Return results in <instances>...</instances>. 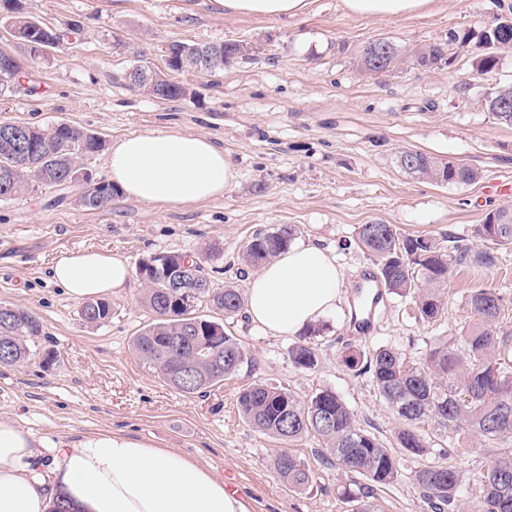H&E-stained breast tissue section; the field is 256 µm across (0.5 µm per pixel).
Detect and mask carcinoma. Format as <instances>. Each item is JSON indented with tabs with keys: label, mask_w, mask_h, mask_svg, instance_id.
I'll list each match as a JSON object with an SVG mask.
<instances>
[{
	"label": "carcinoma",
	"mask_w": 512,
	"mask_h": 512,
	"mask_svg": "<svg viewBox=\"0 0 512 512\" xmlns=\"http://www.w3.org/2000/svg\"><path fill=\"white\" fill-rule=\"evenodd\" d=\"M8 12L3 28L16 44V53L0 51V93L10 90L26 73L24 62L45 59L46 53L77 40L83 33L80 21L63 28L50 27L22 14L17 0H0ZM476 43L483 52L472 60L480 76L492 72L500 54L512 45V32L504 34L486 28L448 32V39L428 44L414 54L418 66L438 68L450 65L448 45L460 48ZM372 42L357 54L358 65L366 72L386 73L403 61L399 45L373 61ZM213 44L173 42L166 51L165 67L174 72L203 54ZM222 60L214 68L200 66L202 74H212L227 65L247 60L251 50L239 41L223 42ZM165 89L162 100H178L186 88L167 77L158 82ZM23 129L21 146L5 137L4 131ZM105 141L95 133L65 122L40 127L23 122L0 121V200L15 197L35 186L55 187L69 180L78 182L80 172L91 170L86 161L103 151ZM408 175L441 185L473 184L480 174L461 165L443 162L426 153L406 151ZM115 187L88 178L78 204L99 210L112 202ZM500 224H481L476 235L481 243L448 235L438 240L426 235H403L391 224H362L357 244L378 266L380 283L399 297L412 299L417 316L433 322L445 313L443 286L458 266L491 268L498 250L512 249V209L489 211ZM294 230L282 227L255 232L241 254L244 264L259 267L288 249ZM145 287L146 304L154 319L132 339L133 351L180 394H203L237 376L255 362L240 339L224 330V322L197 314L206 305L226 318L242 314L245 299L232 285L213 286L202 262L193 256L162 254L138 267ZM472 323L461 336H450L431 347L423 361L411 363L387 346L368 352L351 350L344 355L346 366L358 374L368 373L380 396L391 409L403 401L412 407L397 413L400 427L395 439L404 453L425 457L430 454L419 425L434 422L447 430H464L481 441L512 440V331L498 327L504 298L491 288H476L467 299ZM88 324H100L112 314L104 299L86 300L80 308ZM42 333V323L31 311L15 305H0V367L17 366L35 356L31 342ZM293 363L306 370L320 359L318 345L300 342L290 349ZM238 403L243 418L256 430L284 443L313 435L322 442L317 456L367 483L358 490L343 487V495L357 503L355 512H377L376 490L398 479L392 450L358 426L353 412L336 393L325 389L302 399L290 390L256 381L240 390ZM281 483L294 491L307 489L313 481L311 467L293 452L284 449L272 460ZM422 498L431 512H457L463 491L461 471L446 462H430L413 474ZM482 494L473 512H512V450L494 455L479 477Z\"/></svg>",
	"instance_id": "obj_1"
}]
</instances>
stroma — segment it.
<instances>
[{
    "label": "stroma",
    "mask_w": 512,
    "mask_h": 512,
    "mask_svg": "<svg viewBox=\"0 0 512 512\" xmlns=\"http://www.w3.org/2000/svg\"><path fill=\"white\" fill-rule=\"evenodd\" d=\"M21 2L26 13L57 27L81 20L83 37L33 65L31 79L0 96L1 121L67 122L109 144L158 130L198 134L231 157L238 178L223 198L185 205L120 194L110 207L92 211L77 205L76 186L39 187L0 201V304L28 308L43 324L39 357L0 369V418L52 440L110 430L151 441L209 465L247 499L250 512H350L340 496L349 478L317 458L313 436L289 445L311 464V486L293 491L276 478L271 461L280 443L244 420L238 393L256 380L302 398L331 390L360 427L392 448L399 421L369 377L345 366L344 351L388 346L419 361L437 337L460 335L475 288L504 298L501 324L512 330L510 249L499 252L492 268L454 270L439 321H419L411 299L388 293L369 335L350 329L358 285L376 268L356 244L360 225L378 221L404 235L472 240L486 213L512 207L511 195L486 191L492 181L512 179V126L484 107L492 88L512 83V51L484 76L471 69L473 47L449 45L455 58L449 68L401 65L384 74L359 70L356 55L377 38L413 52L453 30L481 31L512 0H435L429 11L397 18L354 16L341 0H312L305 16L288 20L227 16L213 0ZM227 40L248 42L256 52L212 76L177 74L185 98L158 100L127 83L135 59L162 65L172 42ZM405 149L469 166L481 178L442 186L410 177L396 164ZM284 225L294 229L295 241L327 249L344 274L335 314L316 324L320 362L298 368L289 355L294 338L268 335L244 317L228 319L226 331L242 341L255 366L203 396L175 392L135 356L132 338L152 320L138 277L109 295L112 316L94 327L49 278L65 251H112L133 268L154 255L188 252L203 257L214 286L244 291L256 273L241 260L245 245L255 231ZM47 356L52 364H44ZM421 432L433 460L462 470V501L472 507L492 449L431 422ZM397 460L398 480L377 494L381 512H429L412 479L419 459L401 452Z\"/></svg>",
    "instance_id": "stroma-1"
}]
</instances>
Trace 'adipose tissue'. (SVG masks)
I'll list each match as a JSON object with an SVG mask.
<instances>
[{"label": "adipose tissue", "mask_w": 512, "mask_h": 512, "mask_svg": "<svg viewBox=\"0 0 512 512\" xmlns=\"http://www.w3.org/2000/svg\"><path fill=\"white\" fill-rule=\"evenodd\" d=\"M433 0H342L357 16L399 17ZM225 15L288 18L310 0H215ZM112 184L141 202L183 205L223 197L237 178L233 163L207 137L154 131L115 142L107 156ZM130 266L97 250L61 253L51 278L77 301L126 288ZM344 276L311 243L292 245L253 277L246 296L251 321L274 336H294L335 310ZM52 463L43 466V449ZM82 512H249L245 499L198 460L112 431L77 440L37 439L0 419V512H46L57 493Z\"/></svg>", "instance_id": "1"}]
</instances>
